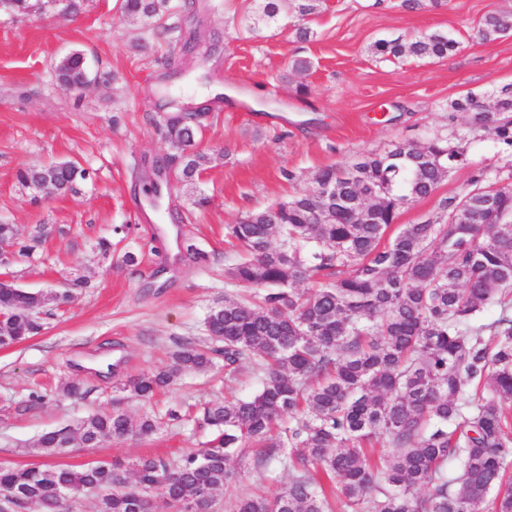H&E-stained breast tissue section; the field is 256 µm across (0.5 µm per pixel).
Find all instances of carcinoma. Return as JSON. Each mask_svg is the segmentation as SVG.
Instances as JSON below:
<instances>
[{
    "instance_id": "carcinoma-1",
    "label": "carcinoma",
    "mask_w": 512,
    "mask_h": 512,
    "mask_svg": "<svg viewBox=\"0 0 512 512\" xmlns=\"http://www.w3.org/2000/svg\"><path fill=\"white\" fill-rule=\"evenodd\" d=\"M168 0H121L123 16L142 21L164 12ZM512 31V12L491 13L477 35L495 40ZM457 42L440 33L405 41L379 40L374 53L394 58H443ZM63 84L86 83L83 54L56 67ZM489 126L512 146V84L494 96L493 115L470 94L451 104ZM204 128L193 112L165 117L174 153L159 158L146 192L160 193L170 166L186 181L207 162L194 147ZM459 153L441 139L400 142L344 168L326 167L311 188L225 225L244 257L228 278L262 289L246 299L224 297L206 317L221 350L181 343L171 363L115 382L114 400H148L184 373L224 359L231 379L248 366L264 374L248 398L207 404L202 419L213 432L206 447L171 463L144 457L128 471L118 464L0 465V512L33 505L69 512L90 488L97 512H131L132 500L156 508V498L198 501L211 512L215 493L236 478L231 461L246 444L293 474L274 497L244 496L235 512H512V191L491 193L481 173L471 188L442 203L434 220L391 232L399 212L429 196ZM56 192H73L84 169L69 161L29 166L18 180L36 188L46 177ZM466 221L451 219L460 203ZM318 287L300 288L307 281ZM62 292H31L0 281V346L41 330L39 315ZM494 309L489 323L480 315ZM156 421L125 412L96 414L76 429L42 435L48 456L79 437L97 445L147 437ZM390 452L379 463L370 449Z\"/></svg>"
}]
</instances>
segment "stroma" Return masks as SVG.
Listing matches in <instances>:
<instances>
[{"label":"stroma","instance_id":"1","mask_svg":"<svg viewBox=\"0 0 512 512\" xmlns=\"http://www.w3.org/2000/svg\"><path fill=\"white\" fill-rule=\"evenodd\" d=\"M180 2L170 0L161 19L168 28L162 41L142 21L124 18L121 0H84L68 17L47 0L26 14L0 11V224L14 225L24 243L39 225L48 231L30 257L0 267V277L34 292L77 277L87 281L67 305L44 307L40 334L0 347V464L127 466L146 456L174 461L203 447L212 437L201 420L203 405L253 395L259 374L244 371L228 381L218 362L180 376L153 400L124 401L128 415L157 420L158 431L147 438L93 448L76 439L55 457L38 440L112 410L115 377L99 370L101 360L117 362L126 379L167 365L177 343L209 345L211 308L253 292L225 274L242 257L225 225L309 190L319 169L399 142H447L460 161L431 195L401 209V225L435 219L443 201L468 189L478 172L512 185V146L450 107L470 93L492 102L497 89L512 83V34L489 42L474 35L486 14L512 11V0H321L317 14L302 17L288 8L277 23L256 27L250 24L256 0H198L218 47L173 75L166 60L179 55L187 31ZM300 27L311 29L309 39L297 38ZM432 32L450 35L457 48L434 60L372 51L380 39ZM75 51L95 75L80 90L56 75L58 61ZM295 56L312 61L310 72H290ZM213 85L224 92L205 98L209 117L197 143L209 161L191 182L171 169L163 201L181 213L176 233L206 254L197 264L160 252L164 218L151 212L143 179L171 151L162 129L167 113L204 98ZM64 160L88 172L75 192L35 193L17 178L26 166ZM200 194L208 205L192 207ZM102 237L111 238V254L97 249ZM128 253L134 262H125ZM68 382L81 385V397H59ZM35 393L41 402L32 401ZM233 468L236 481L216 494L214 512H232L240 495H276L291 479L278 463H262L252 446Z\"/></svg>","mask_w":512,"mask_h":512}]
</instances>
